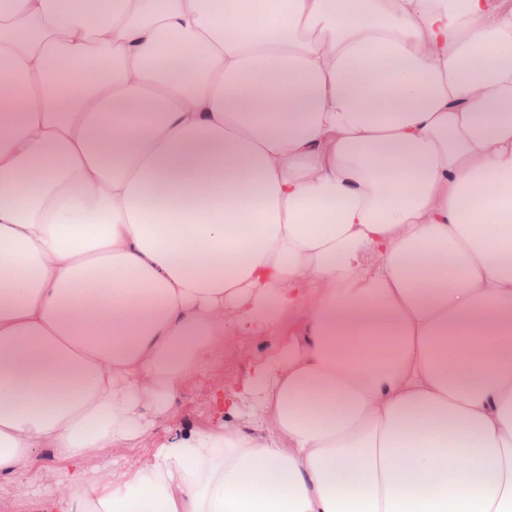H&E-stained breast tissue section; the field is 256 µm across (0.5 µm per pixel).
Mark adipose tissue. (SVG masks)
Wrapping results in <instances>:
<instances>
[{"mask_svg": "<svg viewBox=\"0 0 512 512\" xmlns=\"http://www.w3.org/2000/svg\"><path fill=\"white\" fill-rule=\"evenodd\" d=\"M291 319L223 423L86 469ZM44 447L52 512H512V0H0V490L36 510ZM47 455L50 454L39 450L33 464L34 469L39 471L43 477V484L46 488V500L56 496L58 493H66V490L58 484L57 470L60 464L51 455L52 461H45Z\"/></svg>", "mask_w": 512, "mask_h": 512, "instance_id": "obj_1", "label": "adipose tissue"}]
</instances>
